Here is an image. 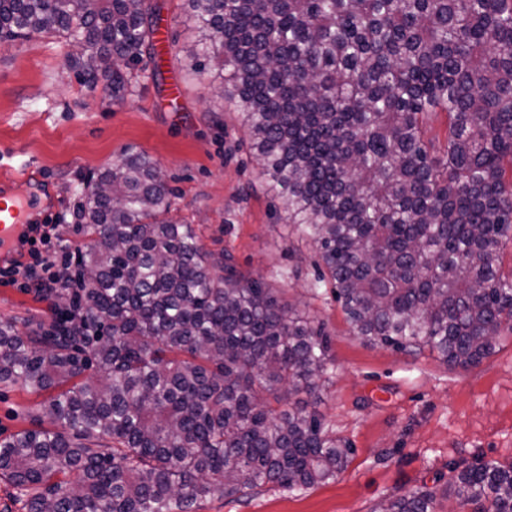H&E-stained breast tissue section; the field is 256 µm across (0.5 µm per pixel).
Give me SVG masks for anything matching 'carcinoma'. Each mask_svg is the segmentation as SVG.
I'll list each match as a JSON object with an SVG mask.
<instances>
[{
	"instance_id": "1",
	"label": "carcinoma",
	"mask_w": 512,
	"mask_h": 512,
	"mask_svg": "<svg viewBox=\"0 0 512 512\" xmlns=\"http://www.w3.org/2000/svg\"><path fill=\"white\" fill-rule=\"evenodd\" d=\"M187 2L190 70L248 129L353 336L461 369L489 357L512 330V0ZM156 26L149 0H0V43L82 44L80 83L114 101ZM94 184L69 318L34 336L0 321V386L46 395L35 427L0 439V481L27 512H196L341 472L354 448L300 398L327 371L322 327L170 219L149 157ZM451 472L461 506L512 512V463ZM377 512H436L435 492Z\"/></svg>"
}]
</instances>
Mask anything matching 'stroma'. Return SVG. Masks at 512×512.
Returning a JSON list of instances; mask_svg holds the SVG:
<instances>
[{
  "label": "stroma",
  "instance_id": "1",
  "mask_svg": "<svg viewBox=\"0 0 512 512\" xmlns=\"http://www.w3.org/2000/svg\"><path fill=\"white\" fill-rule=\"evenodd\" d=\"M151 5L172 53L157 79L139 80L122 101L80 84L62 39L33 34L0 44V177H12L14 194L24 198L23 171L39 170L44 196L33 221L55 224L74 253L91 241L81 217L88 177L147 155L174 190L173 218L192 225L205 250L230 253L239 270L330 336L328 374L307 403L352 444L347 466L300 491L270 487L242 500L214 493L197 512H375L422 487L435 492L437 512H466L446 491L450 467L512 462V331L502 330L494 354L466 370L352 336L331 286L316 283L323 266L313 247L287 234L280 201L265 192L247 129L207 76L185 73L193 43L185 0ZM173 81L181 85L174 103ZM64 308L57 298L0 284V320L15 321L22 333L48 330ZM41 402L0 387V438L34 427Z\"/></svg>",
  "mask_w": 512,
  "mask_h": 512
}]
</instances>
